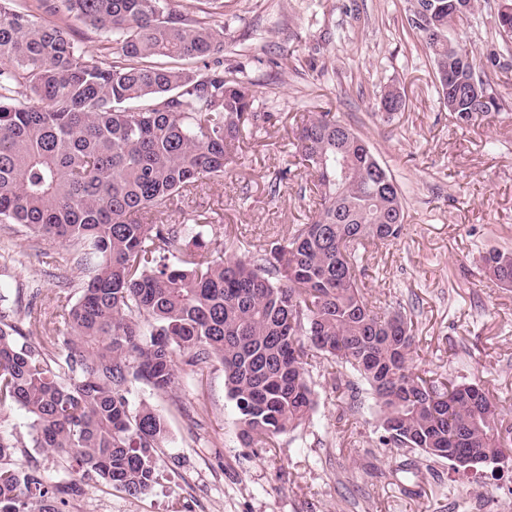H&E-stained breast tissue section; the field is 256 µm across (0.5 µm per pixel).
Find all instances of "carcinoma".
I'll list each match as a JSON object with an SVG mask.
<instances>
[{
	"label": "carcinoma",
	"mask_w": 512,
	"mask_h": 512,
	"mask_svg": "<svg viewBox=\"0 0 512 512\" xmlns=\"http://www.w3.org/2000/svg\"><path fill=\"white\" fill-rule=\"evenodd\" d=\"M33 2L0 0V222L66 244L87 278L76 300L50 299V320L25 311L35 340L0 293V410H24L34 447L67 462L51 483L19 463L25 444L1 432L0 512H62L90 480L149 492L167 422L130 404V384L168 393L179 371L215 362L248 444L273 446L310 418L307 366L327 356L368 386L385 445L430 459L431 448L491 463L512 455L490 397L416 374L412 321L375 311L358 286L359 248L397 240L405 217L400 185L363 135L310 113L296 148L321 208L287 238L226 257L201 218L151 219L223 181L247 126L271 120L255 111L242 71L206 63L224 54L221 21L194 19L172 0ZM437 2L431 29L413 20L427 0H411L407 23L441 99L468 125L501 109L473 53L450 38L481 3L459 15L453 0ZM75 23L112 39L107 53L76 40ZM474 78L478 96L466 90ZM485 268L512 287L511 251H489Z\"/></svg>",
	"instance_id": "obj_1"
}]
</instances>
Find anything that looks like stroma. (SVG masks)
Returning a JSON list of instances; mask_svg holds the SVG:
<instances>
[{
  "instance_id": "obj_1",
  "label": "stroma",
  "mask_w": 512,
  "mask_h": 512,
  "mask_svg": "<svg viewBox=\"0 0 512 512\" xmlns=\"http://www.w3.org/2000/svg\"><path fill=\"white\" fill-rule=\"evenodd\" d=\"M408 6L224 0L223 65L243 70L257 90V111L275 122L246 134L223 182L200 186L163 219L206 217L239 252L286 237L315 211L294 131L309 113L336 114L367 138L404 195L400 238L363 257L357 278L365 297L412 318L417 374L478 383L499 407V429L512 432V288L483 269L488 251L512 250V53L508 71L491 78L505 87L501 111L461 124L440 100L432 63L408 27ZM457 32L477 61L503 48L493 5ZM388 86L403 94L404 111L378 110ZM0 254L15 260L0 283L20 306L33 303L35 288L77 297L59 286L60 277H82L62 243L0 224ZM309 380L317 395L310 419L273 448L243 441L221 366L183 372L170 394L133 384L131 403L148 402L168 421L157 484L132 497L93 480L63 512H512V460L457 473L446 459L390 449L364 387L326 363L313 366ZM29 423L15 407L0 430L29 445ZM22 461L50 479L63 476L46 449L29 445Z\"/></svg>"
}]
</instances>
